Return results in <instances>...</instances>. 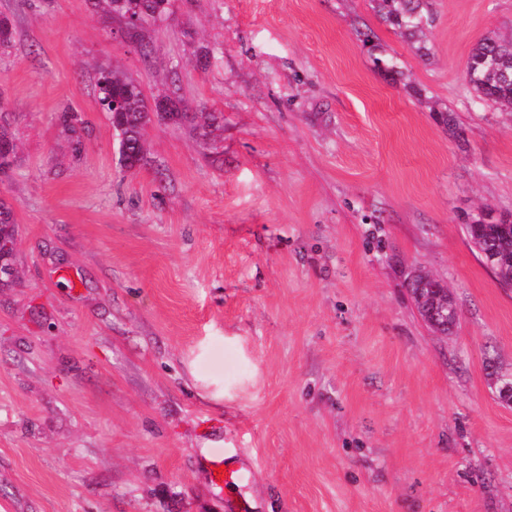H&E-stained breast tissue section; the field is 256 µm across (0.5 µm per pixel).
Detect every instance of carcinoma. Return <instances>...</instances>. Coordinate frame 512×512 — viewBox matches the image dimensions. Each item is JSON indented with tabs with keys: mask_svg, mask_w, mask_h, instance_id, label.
Wrapping results in <instances>:
<instances>
[{
	"mask_svg": "<svg viewBox=\"0 0 512 512\" xmlns=\"http://www.w3.org/2000/svg\"><path fill=\"white\" fill-rule=\"evenodd\" d=\"M373 10L398 34L408 40L418 55L428 59L432 54L428 33L435 22L431 0H370ZM107 13L122 21L138 18L148 25L166 14L169 0H104ZM469 85L483 101L512 112V37L506 38L494 31L488 32L471 49L468 59ZM95 86L102 108L109 112L114 128L120 130L119 153L125 166L133 168L143 160L145 129L153 119L174 126L190 124L200 135L208 137L219 128V114L215 112H184L179 98L171 94L166 107H148L141 88L112 69L99 72ZM120 98L121 107L114 111L108 100ZM469 241L483 255L494 249L512 253V221L479 215L465 224ZM16 218L12 204L0 199V241L13 243ZM410 292L422 319L436 332L446 334L455 325L457 310L442 282L434 277L418 275L410 284Z\"/></svg>",
	"mask_w": 512,
	"mask_h": 512,
	"instance_id": "1",
	"label": "carcinoma"
}]
</instances>
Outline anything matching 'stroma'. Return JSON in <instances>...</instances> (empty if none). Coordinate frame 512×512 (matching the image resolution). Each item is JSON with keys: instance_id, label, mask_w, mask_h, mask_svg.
<instances>
[{"instance_id": "35a3bbf8", "label": "stroma", "mask_w": 512, "mask_h": 512, "mask_svg": "<svg viewBox=\"0 0 512 512\" xmlns=\"http://www.w3.org/2000/svg\"><path fill=\"white\" fill-rule=\"evenodd\" d=\"M433 8L425 60L370 0H171L138 44L93 0H0L20 276L0 288V512H512V404L486 366L512 371V286L464 231L512 219V114L466 79L512 0ZM104 68L221 130L152 123L125 167ZM421 272L453 297L448 335L408 291Z\"/></svg>"}]
</instances>
